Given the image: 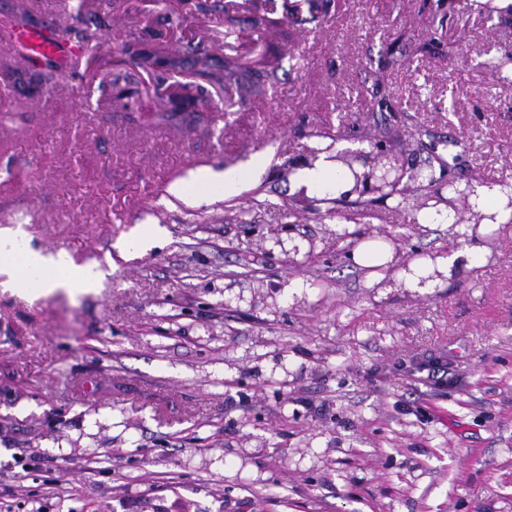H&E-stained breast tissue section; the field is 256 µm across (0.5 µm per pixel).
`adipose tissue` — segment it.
Returning <instances> with one entry per match:
<instances>
[{"label": "adipose tissue", "instance_id": "1", "mask_svg": "<svg viewBox=\"0 0 512 512\" xmlns=\"http://www.w3.org/2000/svg\"><path fill=\"white\" fill-rule=\"evenodd\" d=\"M268 164L267 156L259 154L237 171L198 169L192 171L187 180L171 185L169 191L183 201L199 205L208 201L209 191L213 187L221 186L226 192H234L245 179L259 177ZM294 182L297 186L332 196L340 195L353 186L352 180L344 175L340 165L325 153L320 154L313 165L297 170ZM483 252V245L472 242L438 257L436 262L414 265V274L408 277L407 285L411 288L419 287L421 276L433 269L439 270L448 279L469 272L476 266ZM0 270L9 273L11 287L23 290L36 287L46 294L75 286L91 290L102 275L98 265H74L65 253L33 247L21 237L0 239Z\"/></svg>", "mask_w": 512, "mask_h": 512}]
</instances>
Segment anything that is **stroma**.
<instances>
[{
	"mask_svg": "<svg viewBox=\"0 0 512 512\" xmlns=\"http://www.w3.org/2000/svg\"><path fill=\"white\" fill-rule=\"evenodd\" d=\"M197 2L180 10L213 67L267 56L245 104L214 90L194 120H149L68 71L36 97L0 84V234L103 272L92 293L0 288V512H512V224L466 275L383 284L354 264L361 242L413 263L460 239L390 200L335 248L288 172L316 132L343 151L375 125L439 182L512 180V85L464 56L512 50V7L318 0L277 39L249 13L226 35ZM98 5L112 57L169 26L166 0ZM258 153L259 179L210 204L168 192ZM143 224L165 239L121 257ZM279 224L316 257L289 266Z\"/></svg>",
	"mask_w": 512,
	"mask_h": 512,
	"instance_id": "obj_1",
	"label": "stroma"
}]
</instances>
